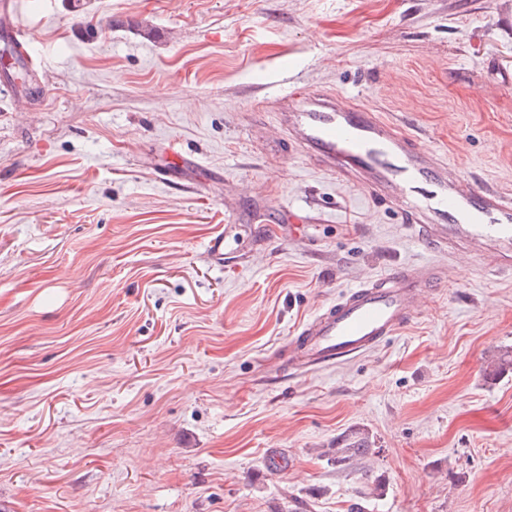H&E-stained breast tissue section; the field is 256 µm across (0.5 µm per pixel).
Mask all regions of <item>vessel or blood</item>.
Instances as JSON below:
<instances>
[{
  "label": "vessel or blood",
  "mask_w": 512,
  "mask_h": 512,
  "mask_svg": "<svg viewBox=\"0 0 512 512\" xmlns=\"http://www.w3.org/2000/svg\"><path fill=\"white\" fill-rule=\"evenodd\" d=\"M0 31L31 44L11 0H0ZM299 146L326 171L357 178L418 225L419 242L445 253L450 235L490 242V263L512 265V198L461 180L427 147L379 113L354 108L341 95L302 88L282 114ZM440 276L411 264L351 287L294 331L291 363L305 372L361 355L406 326Z\"/></svg>",
  "instance_id": "obj_1"
}]
</instances>
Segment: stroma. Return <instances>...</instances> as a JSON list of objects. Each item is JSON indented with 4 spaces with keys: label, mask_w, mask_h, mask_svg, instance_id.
I'll use <instances>...</instances> for the list:
<instances>
[{
    "label": "stroma",
    "mask_w": 512,
    "mask_h": 512,
    "mask_svg": "<svg viewBox=\"0 0 512 512\" xmlns=\"http://www.w3.org/2000/svg\"><path fill=\"white\" fill-rule=\"evenodd\" d=\"M24 19L40 91L24 112L0 93V512H512V371L484 375L512 354V270L425 249L299 153L277 105L349 96L512 195V0H41ZM415 262L451 276L397 334L289 367L304 321ZM356 431L369 455L328 463Z\"/></svg>",
    "instance_id": "obj_1"
}]
</instances>
